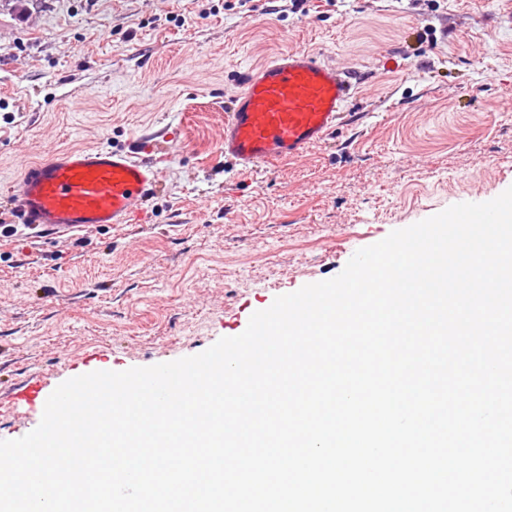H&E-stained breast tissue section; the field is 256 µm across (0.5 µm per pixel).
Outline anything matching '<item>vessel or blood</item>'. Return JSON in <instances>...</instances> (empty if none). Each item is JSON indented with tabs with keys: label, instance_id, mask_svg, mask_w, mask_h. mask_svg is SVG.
Here are the masks:
<instances>
[{
	"label": "vessel or blood",
	"instance_id": "b4317fda",
	"mask_svg": "<svg viewBox=\"0 0 512 512\" xmlns=\"http://www.w3.org/2000/svg\"><path fill=\"white\" fill-rule=\"evenodd\" d=\"M238 82L225 109L223 151L245 169L300 159L325 143L358 87L355 72L308 50L276 53ZM142 150L138 142L70 149L27 164L11 197L18 220L42 237L133 223L158 183L156 165Z\"/></svg>",
	"mask_w": 512,
	"mask_h": 512
}]
</instances>
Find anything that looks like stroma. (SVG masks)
<instances>
[{"mask_svg": "<svg viewBox=\"0 0 512 512\" xmlns=\"http://www.w3.org/2000/svg\"><path fill=\"white\" fill-rule=\"evenodd\" d=\"M287 50L364 84L306 157L239 170L224 103ZM510 95L512 0H0V196L57 150L173 134L144 218L0 240V440L41 420L11 399L31 377L199 354L390 232L512 187Z\"/></svg>", "mask_w": 512, "mask_h": 512, "instance_id": "obj_1", "label": "stroma"}]
</instances>
